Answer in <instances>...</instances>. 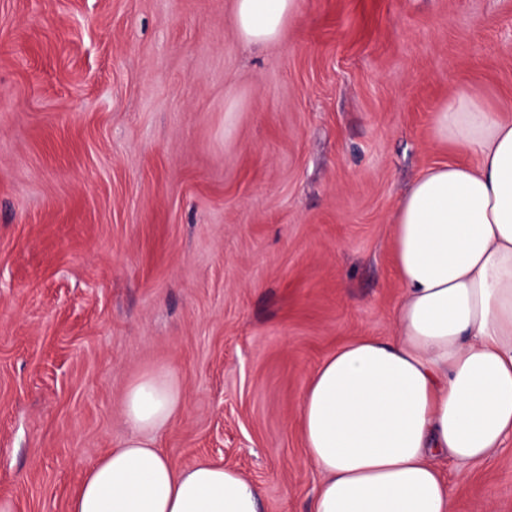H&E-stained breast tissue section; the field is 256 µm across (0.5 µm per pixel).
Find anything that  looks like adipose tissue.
<instances>
[{"mask_svg":"<svg viewBox=\"0 0 512 512\" xmlns=\"http://www.w3.org/2000/svg\"><path fill=\"white\" fill-rule=\"evenodd\" d=\"M295 6L234 0L238 39L278 41ZM432 135L474 160L423 170L395 211V336L339 346L307 381L301 431L322 476L311 512H449L443 464L465 469L512 437V120L467 89ZM180 407L171 377L134 381L127 433L85 470L69 512H262L238 471L180 470L157 448Z\"/></svg>","mask_w":512,"mask_h":512,"instance_id":"1","label":"adipose tissue"}]
</instances>
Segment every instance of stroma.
<instances>
[{"mask_svg":"<svg viewBox=\"0 0 512 512\" xmlns=\"http://www.w3.org/2000/svg\"><path fill=\"white\" fill-rule=\"evenodd\" d=\"M233 0H0V512H69L171 376L179 469L310 512L299 422L339 344L393 336L392 219L459 91L512 115V0H296L242 44ZM450 512H512V440Z\"/></svg>","mask_w":512,"mask_h":512,"instance_id":"obj_1","label":"stroma"}]
</instances>
